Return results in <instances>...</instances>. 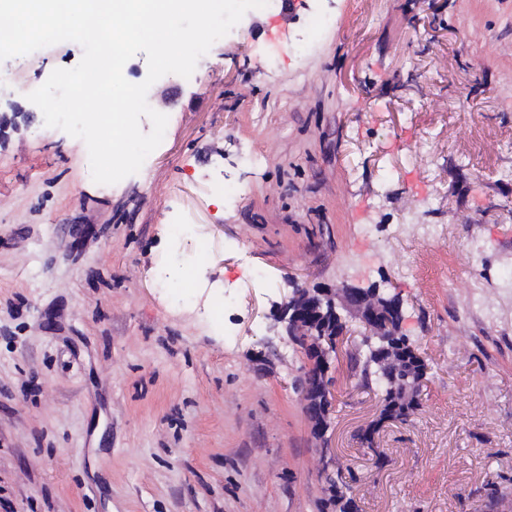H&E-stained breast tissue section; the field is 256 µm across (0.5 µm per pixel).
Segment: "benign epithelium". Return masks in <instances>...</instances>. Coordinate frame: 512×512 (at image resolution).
Instances as JSON below:
<instances>
[{"label":"benign epithelium","instance_id":"7a95c632","mask_svg":"<svg viewBox=\"0 0 512 512\" xmlns=\"http://www.w3.org/2000/svg\"><path fill=\"white\" fill-rule=\"evenodd\" d=\"M358 321L377 336L402 335L403 303L389 311L368 289L342 284L297 287L279 308L278 322L293 342H302L307 354L304 384L299 388L312 432L320 438L331 426L328 422L333 398L328 373L339 355V346L348 334L347 320Z\"/></svg>","mask_w":512,"mask_h":512}]
</instances>
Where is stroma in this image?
<instances>
[{"label": "stroma", "instance_id": "1", "mask_svg": "<svg viewBox=\"0 0 512 512\" xmlns=\"http://www.w3.org/2000/svg\"><path fill=\"white\" fill-rule=\"evenodd\" d=\"M82 56L0 61V113ZM147 102L163 140L113 185L61 129L0 131V512H320L304 356L272 314L341 282L398 296L429 366L370 446L375 388L330 371L357 512H512V0L253 9ZM176 224L209 244L184 305L159 278Z\"/></svg>", "mask_w": 512, "mask_h": 512}]
</instances>
